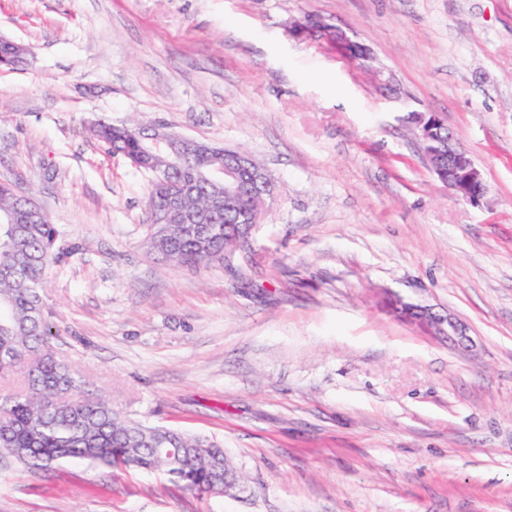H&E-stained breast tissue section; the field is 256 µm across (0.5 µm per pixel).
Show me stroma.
Listing matches in <instances>:
<instances>
[{
	"label": "stroma",
	"instance_id": "35a3bbf8",
	"mask_svg": "<svg viewBox=\"0 0 512 512\" xmlns=\"http://www.w3.org/2000/svg\"><path fill=\"white\" fill-rule=\"evenodd\" d=\"M310 15L371 61L296 32ZM0 37L32 54L0 68V180L69 252L44 283L58 357L245 477L198 496L12 463L0 512H512V0H0ZM410 112L454 133L480 204L431 171ZM131 118L266 167L248 246L194 270L147 253L148 177L90 132ZM391 299V305L399 316L418 324L428 335L448 339L457 346H466L467 342H471L465 325L450 314H435L426 307L406 302L397 296Z\"/></svg>",
	"mask_w": 512,
	"mask_h": 512
}]
</instances>
